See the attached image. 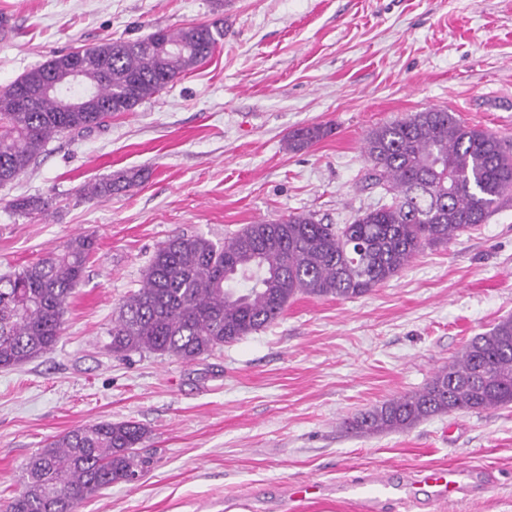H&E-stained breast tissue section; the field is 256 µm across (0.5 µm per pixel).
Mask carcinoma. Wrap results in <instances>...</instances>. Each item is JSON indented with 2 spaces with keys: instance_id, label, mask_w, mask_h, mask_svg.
I'll list each match as a JSON object with an SVG mask.
<instances>
[{
  "instance_id": "cac0c4a2",
  "label": "carcinoma",
  "mask_w": 512,
  "mask_h": 512,
  "mask_svg": "<svg viewBox=\"0 0 512 512\" xmlns=\"http://www.w3.org/2000/svg\"><path fill=\"white\" fill-rule=\"evenodd\" d=\"M224 37V20L159 29L144 39L105 42L83 51V83L97 92L92 112H61L56 96L0 112V186L25 174L46 144L87 133L112 115L133 112L180 75L207 62ZM73 53L54 56L0 91L62 76ZM323 124L288 136L304 150L329 135ZM369 180L389 201L350 224H322L290 212L245 224L224 244L174 236L155 252L141 287L120 307L109 330L112 353L150 351L193 361L277 320L298 295L351 299L398 276L426 246L447 245L512 207V148L496 134L439 108L373 129L365 138ZM144 173L123 174L82 191L130 190ZM18 198L21 214L42 209ZM95 241L76 237L22 270L0 277V369L52 350L65 309L81 283ZM512 405V316L474 336L421 390L388 399L343 422L360 436L406 430L436 415ZM147 438L134 421H100L68 431L27 464L23 489L0 512H75L79 502L116 482L132 483L145 464L136 449Z\"/></svg>"
}]
</instances>
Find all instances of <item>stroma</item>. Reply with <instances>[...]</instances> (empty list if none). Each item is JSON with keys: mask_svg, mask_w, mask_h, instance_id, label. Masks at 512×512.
Masks as SVG:
<instances>
[{"mask_svg": "<svg viewBox=\"0 0 512 512\" xmlns=\"http://www.w3.org/2000/svg\"><path fill=\"white\" fill-rule=\"evenodd\" d=\"M0 88L53 56L159 28L223 20L208 61L100 130L51 141L0 186V276L77 235L96 248L56 347L0 369V502L30 457L73 428L134 421L148 432L140 479L75 512H512V406L458 411L373 436L341 422L423 389L478 333L512 314V209L411 264L365 296L300 295L242 340L185 362L118 356L108 334L175 235L223 243L291 212L348 224L376 207L362 154L373 128L429 107L512 141V0H0ZM331 133L293 152L289 134ZM146 171L128 191L83 185ZM42 211L20 215L12 199ZM470 472L455 505L422 471ZM374 473L400 502L366 505L347 482ZM320 498L289 501L298 484Z\"/></svg>", "mask_w": 512, "mask_h": 512, "instance_id": "1", "label": "stroma"}]
</instances>
